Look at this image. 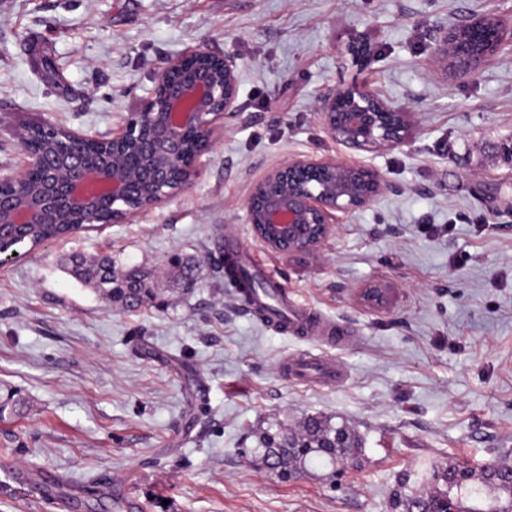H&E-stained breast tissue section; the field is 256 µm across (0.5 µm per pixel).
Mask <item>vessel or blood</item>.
Returning a JSON list of instances; mask_svg holds the SVG:
<instances>
[{
  "mask_svg": "<svg viewBox=\"0 0 512 512\" xmlns=\"http://www.w3.org/2000/svg\"><path fill=\"white\" fill-rule=\"evenodd\" d=\"M227 261L236 263L239 279L249 282L256 273L242 247L228 244L225 250ZM245 303L262 321L275 328L290 331L306 339L310 335L322 334L330 345L346 343L348 333L340 326L326 321L311 308L289 300L287 293L274 279H267L264 287L241 289ZM286 376L307 383L333 388L342 383L345 373L342 366L326 353H311L302 350L287 356L281 363Z\"/></svg>",
  "mask_w": 512,
  "mask_h": 512,
  "instance_id": "1",
  "label": "vessel or blood"
}]
</instances>
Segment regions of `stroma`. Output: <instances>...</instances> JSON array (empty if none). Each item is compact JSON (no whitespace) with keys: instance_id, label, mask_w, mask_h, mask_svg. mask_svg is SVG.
<instances>
[{"instance_id":"stroma-1","label":"stroma","mask_w":512,"mask_h":512,"mask_svg":"<svg viewBox=\"0 0 512 512\" xmlns=\"http://www.w3.org/2000/svg\"><path fill=\"white\" fill-rule=\"evenodd\" d=\"M485 18L505 30L495 54L445 71L438 33ZM200 43L235 58L239 93L194 184L0 267V402L23 401L0 414V512H52L22 470L64 480L73 512H390L394 492L444 488L448 464H512V0H0V171L18 170L30 121L111 136ZM361 82L412 113L407 144L351 152L329 134L319 99ZM292 155L361 163L389 187L337 213L317 253L275 254L244 200ZM228 234L352 341L329 349L247 312L217 269ZM73 253L162 268L165 308L131 312L78 282ZM308 348L347 380L281 377ZM311 415L360 438L357 463L284 482L249 458Z\"/></svg>"}]
</instances>
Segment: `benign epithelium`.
Instances as JSON below:
<instances>
[{
    "label": "benign epithelium",
    "instance_id": "1",
    "mask_svg": "<svg viewBox=\"0 0 512 512\" xmlns=\"http://www.w3.org/2000/svg\"><path fill=\"white\" fill-rule=\"evenodd\" d=\"M439 37L435 55L473 74L501 43L497 22L465 26ZM239 87L234 57L216 56L203 45L169 59L149 96L109 142L116 149L93 159L81 150L91 138L75 131L51 132L41 149L26 147L29 127L17 134L23 163L0 175V241L24 239L59 216L92 218L102 210L122 224L156 208L194 183L202 155L215 145L216 124L236 110ZM330 134L349 151H381L406 143L411 113L394 107L364 84L339 89L317 106ZM195 147L188 151L187 135ZM388 188L381 172L335 159L291 156L248 192L244 208L254 239L281 254L313 252L331 234L335 212L370 205Z\"/></svg>",
    "mask_w": 512,
    "mask_h": 512
}]
</instances>
